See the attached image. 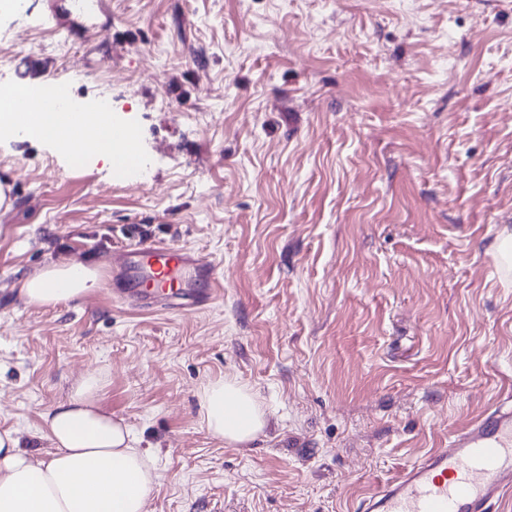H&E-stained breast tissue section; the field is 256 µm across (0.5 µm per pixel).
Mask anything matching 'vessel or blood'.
<instances>
[{
    "label": "vessel or blood",
    "mask_w": 512,
    "mask_h": 512,
    "mask_svg": "<svg viewBox=\"0 0 512 512\" xmlns=\"http://www.w3.org/2000/svg\"><path fill=\"white\" fill-rule=\"evenodd\" d=\"M112 296L141 310L191 312L223 294L209 257L154 241L121 256ZM512 495V394L454 430L444 447L405 466L360 503V512H494Z\"/></svg>",
    "instance_id": "1"
}]
</instances>
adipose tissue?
I'll list each match as a JSON object with an SVG mask.
<instances>
[{
    "mask_svg": "<svg viewBox=\"0 0 512 512\" xmlns=\"http://www.w3.org/2000/svg\"><path fill=\"white\" fill-rule=\"evenodd\" d=\"M39 84H21L0 96V132L25 140L51 142L73 152L84 136L112 161L111 116L89 107L78 124L39 104ZM99 281L96 268L81 263H51L27 276L21 295L30 305L48 307L81 299ZM100 375L82 376L68 398L45 416L55 445L48 459L36 461L18 437L0 433V512H145L159 475L153 457L136 448L128 427L100 410ZM200 418L207 431L226 445H248L266 425L253 390L224 377L198 392Z\"/></svg>",
    "mask_w": 512,
    "mask_h": 512,
    "instance_id": "ef3b65f1",
    "label": "adipose tissue"
}]
</instances>
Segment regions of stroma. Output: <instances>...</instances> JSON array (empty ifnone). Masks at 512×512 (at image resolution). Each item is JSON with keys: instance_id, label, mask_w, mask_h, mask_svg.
Returning a JSON list of instances; mask_svg holds the SVG:
<instances>
[{"instance_id": "35a3bbf8", "label": "stroma", "mask_w": 512, "mask_h": 512, "mask_svg": "<svg viewBox=\"0 0 512 512\" xmlns=\"http://www.w3.org/2000/svg\"><path fill=\"white\" fill-rule=\"evenodd\" d=\"M24 0L0 92L65 85L136 135L113 177L0 134V430L34 459L88 372L155 455L146 512H357L363 495L512 391V0ZM140 240L208 255L189 312L112 297ZM97 288L27 304L47 264ZM251 387L268 427L213 438L197 392Z\"/></svg>"}]
</instances>
